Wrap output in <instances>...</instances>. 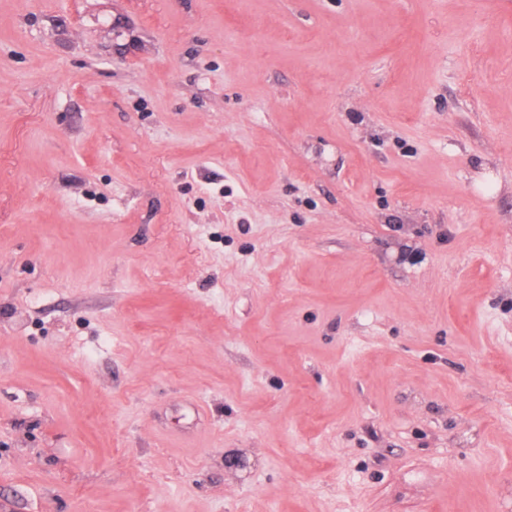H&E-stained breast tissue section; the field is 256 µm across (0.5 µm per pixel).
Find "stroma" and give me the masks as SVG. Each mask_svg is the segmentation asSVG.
<instances>
[{
  "label": "stroma",
  "instance_id": "1",
  "mask_svg": "<svg viewBox=\"0 0 512 512\" xmlns=\"http://www.w3.org/2000/svg\"><path fill=\"white\" fill-rule=\"evenodd\" d=\"M0 512H512V0H0Z\"/></svg>",
  "mask_w": 512,
  "mask_h": 512
}]
</instances>
